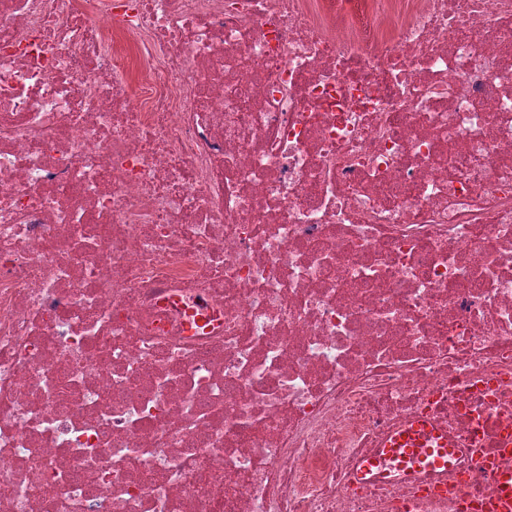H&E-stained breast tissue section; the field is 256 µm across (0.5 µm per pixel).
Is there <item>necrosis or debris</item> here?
I'll return each mask as SVG.
<instances>
[{"instance_id": "1", "label": "necrosis or debris", "mask_w": 512, "mask_h": 512, "mask_svg": "<svg viewBox=\"0 0 512 512\" xmlns=\"http://www.w3.org/2000/svg\"><path fill=\"white\" fill-rule=\"evenodd\" d=\"M448 468L363 460L415 419ZM512 472V0H0V512H462Z\"/></svg>"}]
</instances>
